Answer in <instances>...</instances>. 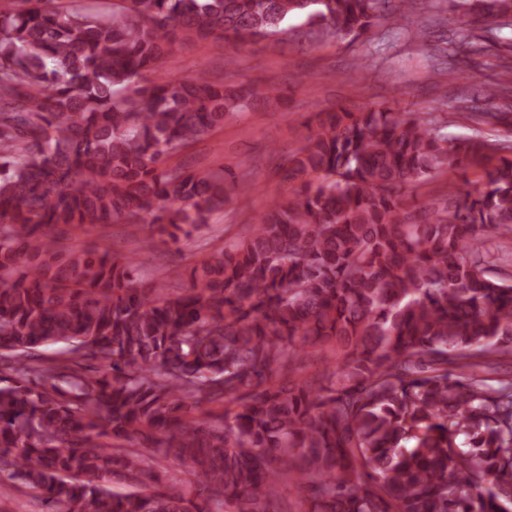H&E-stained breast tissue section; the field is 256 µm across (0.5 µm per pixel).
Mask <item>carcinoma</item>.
Wrapping results in <instances>:
<instances>
[{
  "mask_svg": "<svg viewBox=\"0 0 512 512\" xmlns=\"http://www.w3.org/2000/svg\"><path fill=\"white\" fill-rule=\"evenodd\" d=\"M0 13V500L39 512H512V157L442 206L413 189L493 146L440 121L335 112L292 155L300 183L171 292L55 229L143 224L165 244L237 182L170 161L250 109L249 83L159 79L172 46L303 18L317 43L402 17L395 0H63ZM512 18V0H484ZM485 97L512 101L506 81ZM62 343L46 359L40 348ZM190 466L165 479L158 459ZM132 488L112 492V484ZM489 247L495 256V272L512 277V232L494 233Z\"/></svg>",
  "mask_w": 512,
  "mask_h": 512,
  "instance_id": "obj_1",
  "label": "carcinoma"
}]
</instances>
